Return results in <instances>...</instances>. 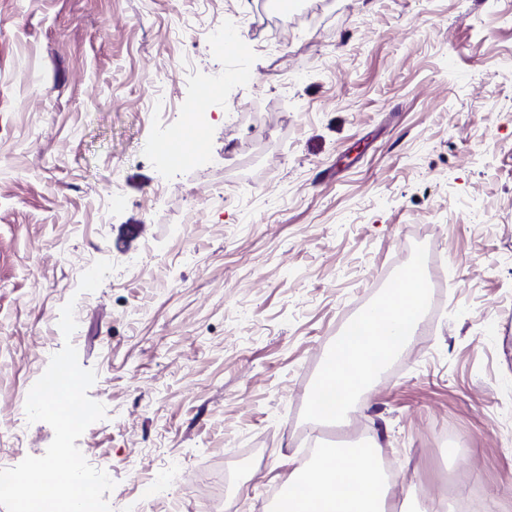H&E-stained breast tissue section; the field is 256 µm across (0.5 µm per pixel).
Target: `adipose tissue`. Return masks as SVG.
Returning <instances> with one entry per match:
<instances>
[{"label": "adipose tissue", "instance_id": "obj_1", "mask_svg": "<svg viewBox=\"0 0 512 512\" xmlns=\"http://www.w3.org/2000/svg\"><path fill=\"white\" fill-rule=\"evenodd\" d=\"M425 284L420 274L402 276L380 322L339 336L310 395L317 421L345 418L351 401L370 384L400 342L419 324ZM275 512H404L371 448H325L300 466L281 489Z\"/></svg>", "mask_w": 512, "mask_h": 512}]
</instances>
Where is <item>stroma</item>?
<instances>
[{"label": "stroma", "mask_w": 512, "mask_h": 512, "mask_svg": "<svg viewBox=\"0 0 512 512\" xmlns=\"http://www.w3.org/2000/svg\"><path fill=\"white\" fill-rule=\"evenodd\" d=\"M419 252V328L314 423L330 349ZM67 341L111 512H270L339 442L414 510L512 512V0H0V463L51 443L16 408ZM206 134L203 127L185 128L173 132L159 143V148L175 163L200 155L205 147Z\"/></svg>", "instance_id": "35a3bbf8"}]
</instances>
